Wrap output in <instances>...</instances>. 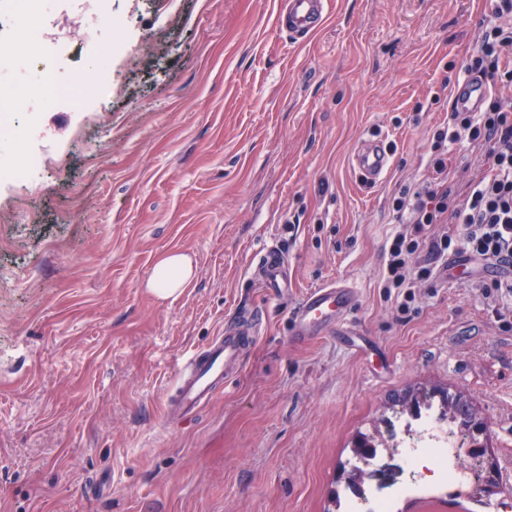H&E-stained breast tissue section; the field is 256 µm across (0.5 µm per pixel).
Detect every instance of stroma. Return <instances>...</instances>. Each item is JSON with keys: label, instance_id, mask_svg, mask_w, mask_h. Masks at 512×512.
Listing matches in <instances>:
<instances>
[{"label": "stroma", "instance_id": "35a3bbf8", "mask_svg": "<svg viewBox=\"0 0 512 512\" xmlns=\"http://www.w3.org/2000/svg\"><path fill=\"white\" fill-rule=\"evenodd\" d=\"M281 0H112L122 31L71 34L60 80L108 77L85 112L19 111L0 145L40 154L0 177V512H333L359 435L387 441L405 396H462L487 451L465 512H512V293L484 296L494 260H431L408 310L379 286L399 224L391 202L423 180L436 129L467 80L494 0H328L305 43ZM120 40L108 59L89 41ZM380 136L392 166L360 182L351 155ZM276 246L288 289L253 273ZM187 254L174 299L147 288ZM346 281L347 329L288 340L311 290ZM265 315L238 377L192 418H168L178 369L241 309ZM193 276L191 259L182 253H166L155 262L147 288L159 299L166 300L182 293Z\"/></svg>", "mask_w": 512, "mask_h": 512}]
</instances>
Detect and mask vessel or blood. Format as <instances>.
<instances>
[{
  "label": "vessel or blood",
  "instance_id": "obj_1",
  "mask_svg": "<svg viewBox=\"0 0 512 512\" xmlns=\"http://www.w3.org/2000/svg\"><path fill=\"white\" fill-rule=\"evenodd\" d=\"M327 0H282L277 17L280 29L295 39L320 31L327 18ZM487 96L483 82L474 79L457 89L454 102L458 111H479ZM351 162L361 179L369 184L380 181L390 160L378 142L362 141ZM255 273L266 288L277 291L288 285V268L277 248L257 254ZM359 302L357 288L348 283L312 290L296 307L290 322L289 339L301 345L344 322ZM260 322L255 314L239 313L223 333L198 349L179 371L169 413L174 418L194 415L213 393L232 381L242 370L245 354L255 344Z\"/></svg>",
  "mask_w": 512,
  "mask_h": 512
}]
</instances>
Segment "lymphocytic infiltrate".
<instances>
[{"instance_id":"f902f5d3","label":"lymphocytic infiltrate","mask_w":512,"mask_h":512,"mask_svg":"<svg viewBox=\"0 0 512 512\" xmlns=\"http://www.w3.org/2000/svg\"><path fill=\"white\" fill-rule=\"evenodd\" d=\"M496 16L497 23L482 32L467 71L512 86V0H501ZM463 143L483 149L487 166L461 200L448 186V153L450 146ZM429 168L425 180L392 200L408 228L392 238L381 286L402 290L403 311L414 298L415 285L432 274L428 264L416 262L419 250L434 258L465 250L512 260V97L495 94L483 111L452 112L446 127L432 136ZM447 223L459 225V232L431 235V225Z\"/></svg>"}]
</instances>
